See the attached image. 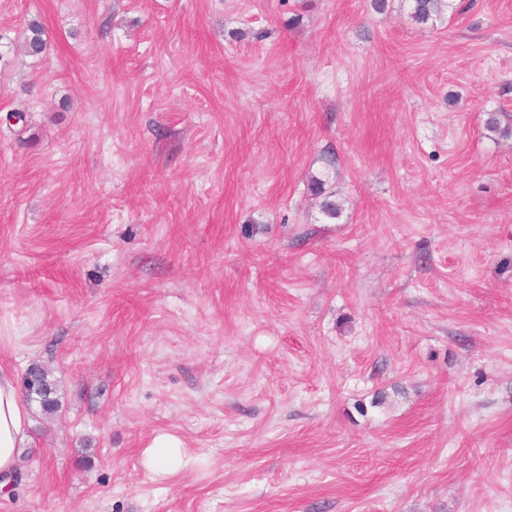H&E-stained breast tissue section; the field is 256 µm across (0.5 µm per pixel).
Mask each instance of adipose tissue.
Segmentation results:
<instances>
[{
  "mask_svg": "<svg viewBox=\"0 0 512 512\" xmlns=\"http://www.w3.org/2000/svg\"><path fill=\"white\" fill-rule=\"evenodd\" d=\"M30 426L29 410L24 403L14 373L0 363V473L13 470L18 448ZM145 463L154 473L170 475L182 469L186 460L180 441L169 434H157L145 452Z\"/></svg>",
  "mask_w": 512,
  "mask_h": 512,
  "instance_id": "ef3b65f1",
  "label": "adipose tissue"
}]
</instances>
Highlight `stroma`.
I'll return each mask as SVG.
<instances>
[{
    "label": "stroma",
    "mask_w": 512,
    "mask_h": 512,
    "mask_svg": "<svg viewBox=\"0 0 512 512\" xmlns=\"http://www.w3.org/2000/svg\"><path fill=\"white\" fill-rule=\"evenodd\" d=\"M388 3L0 0V512L512 507V0ZM455 0H408L409 17L417 24H428L441 13L443 7L453 12ZM26 27L27 34L24 37L25 52L29 56H39L46 49L43 26L37 20H30ZM26 337L24 327H21L12 317H0V354L1 350L15 348ZM29 426V410L20 395L13 370L0 359V473L15 468L18 448ZM40 366V365H39ZM39 372V388L42 393L48 394L50 403L45 406L47 413L53 414L59 409V398L57 395V385L52 378L51 372L45 367L36 366ZM181 442L167 433L157 434L145 452L146 466L159 475H171L187 464Z\"/></svg>",
    "instance_id": "stroma-1"
}]
</instances>
